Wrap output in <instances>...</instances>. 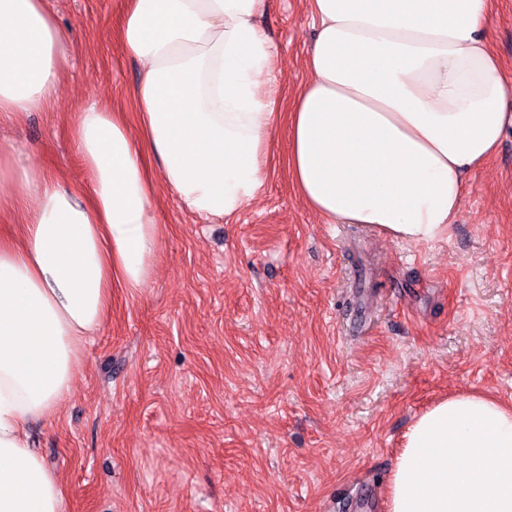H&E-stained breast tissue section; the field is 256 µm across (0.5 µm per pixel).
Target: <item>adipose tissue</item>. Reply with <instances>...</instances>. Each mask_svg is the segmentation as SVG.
Returning a JSON list of instances; mask_svg holds the SVG:
<instances>
[{"instance_id": "obj_1", "label": "adipose tissue", "mask_w": 512, "mask_h": 512, "mask_svg": "<svg viewBox=\"0 0 512 512\" xmlns=\"http://www.w3.org/2000/svg\"><path fill=\"white\" fill-rule=\"evenodd\" d=\"M492 2L307 0V78L284 111L261 90L274 56L264 0H125L122 49L144 66L137 124L94 98L80 106L86 187L0 143V512H66L26 427L70 397L113 287H147L158 185L188 212H238L267 181L284 117L297 196L326 223L447 237L465 173L512 127ZM65 59L48 0H0V121L56 99ZM387 512H512V409L475 393L428 407L404 436Z\"/></svg>"}]
</instances>
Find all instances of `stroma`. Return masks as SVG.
<instances>
[{"label":"stroma","mask_w":512,"mask_h":512,"mask_svg":"<svg viewBox=\"0 0 512 512\" xmlns=\"http://www.w3.org/2000/svg\"><path fill=\"white\" fill-rule=\"evenodd\" d=\"M120 0H50L67 45L58 101L0 126L23 160L86 182L71 136L90 97L133 114L141 63ZM491 48L512 77V0H493ZM267 89L288 108L314 30L306 0H265ZM280 124L261 196L230 219L159 190L148 288L112 291L73 391L33 425L67 512H347L358 485L387 512L408 427L432 402L512 404V132L465 176L447 238L401 244L327 224L295 196Z\"/></svg>","instance_id":"stroma-1"}]
</instances>
